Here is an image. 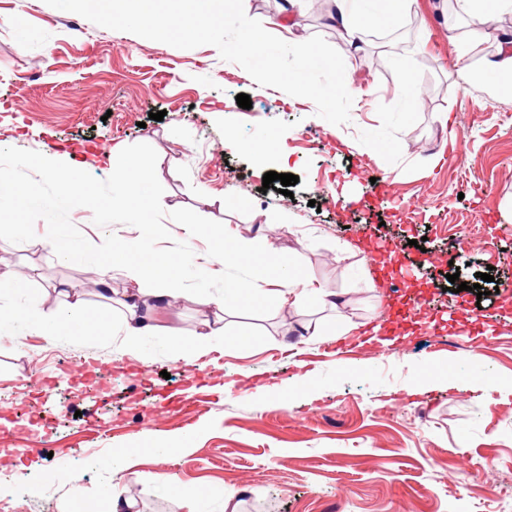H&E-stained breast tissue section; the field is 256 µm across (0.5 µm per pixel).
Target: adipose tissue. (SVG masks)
Instances as JSON below:
<instances>
[{"label":"adipose tissue","instance_id":"obj_1","mask_svg":"<svg viewBox=\"0 0 512 512\" xmlns=\"http://www.w3.org/2000/svg\"><path fill=\"white\" fill-rule=\"evenodd\" d=\"M163 0H64L65 8H80L108 21H118L136 27L171 28L182 40H193L209 35H219L223 27V13L217 8L218 0H191L201 24L197 27H174L171 18L162 13ZM281 38L278 43L264 39L261 29L246 25L240 27L236 39L228 46V54L239 57L255 68L261 80H268L267 71L258 67V55H274L279 49H288L295 57V67L288 78V86L294 94L305 99H317L319 90L307 78V72L315 66L328 65V57L308 50L296 43L291 33L297 22L288 9H281L273 21ZM149 250L145 238L128 240L123 227H114L91 246L93 264L89 279L98 296L107 298L111 308L119 310L124 327V341L128 351L145 352L153 337H164L173 360L181 361L230 344L231 337L225 322L227 314L234 309L258 301L271 304L298 305L305 298H312L325 306H335L336 294L323 288L300 264L283 256L274 240L269 238L245 239L233 233H225L223 249L210 255L204 262L194 264L199 279L210 278L213 266L247 264L256 276L252 279H228L224 290L214 296L199 293L201 306L212 308L205 333L193 338L184 337L175 327L158 326L152 311L154 306L171 307L177 304L182 291L176 285L184 264L162 269L150 268L144 256ZM122 276L133 283V291L114 296L110 282L114 276ZM162 280L159 288H144L147 277ZM112 329L110 318L87 311L81 302H66L54 313L46 312L38 304L26 303L15 307L0 306V340L15 339L18 332L28 331L55 340L59 336L105 337ZM197 432L184 431L164 437L135 438L129 448L113 453L105 466L111 479L102 494L108 502V512H132L134 502L126 495L122 482L124 473L134 465V455L142 451L171 454L188 450L196 441Z\"/></svg>","mask_w":512,"mask_h":512}]
</instances>
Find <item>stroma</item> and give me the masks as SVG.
Here are the masks:
<instances>
[{
    "mask_svg": "<svg viewBox=\"0 0 512 512\" xmlns=\"http://www.w3.org/2000/svg\"><path fill=\"white\" fill-rule=\"evenodd\" d=\"M279 8L241 0L224 16L225 40L246 21L277 41L268 20ZM295 12V37L333 60L310 82L333 90L346 75L352 93L290 95L287 53L274 58L278 81L258 82L204 39L175 42L59 0H0V146L66 156L104 180L124 147L150 144L168 210L276 237L349 303L341 334L334 311L314 302L249 305L227 318L240 343L183 361L159 337L147 355L125 351L117 329L0 342V449L20 451L18 466H0V512H60L76 490L90 512H107L113 451L199 425L190 450L140 455L125 477L138 512H185L164 491L174 484L225 487L239 512H512V97L465 83L468 18L447 0H417L388 25L359 22L361 53L312 0ZM410 61L414 106L400 89ZM241 93L251 108L238 106ZM260 135L268 157L241 150ZM270 171L298 176L291 196L263 190ZM376 180L388 195L366 204ZM233 196L250 207L227 206ZM277 217L296 232L279 231ZM24 264L39 269L31 299L43 309L57 308L62 288L98 306L87 266L36 239L0 240V275ZM486 271L493 281L478 283ZM454 273L466 290L449 292ZM228 276L251 271L181 276L185 297L162 323L202 331L192 296L222 293ZM409 293L414 320L401 330L392 310ZM482 308L492 315L480 321ZM295 320L320 335L283 337ZM86 361L96 369L79 375ZM284 393L290 406L276 407ZM67 469L78 484L59 480Z\"/></svg>",
    "mask_w": 512,
    "mask_h": 512,
    "instance_id": "1",
    "label": "stroma"
}]
</instances>
